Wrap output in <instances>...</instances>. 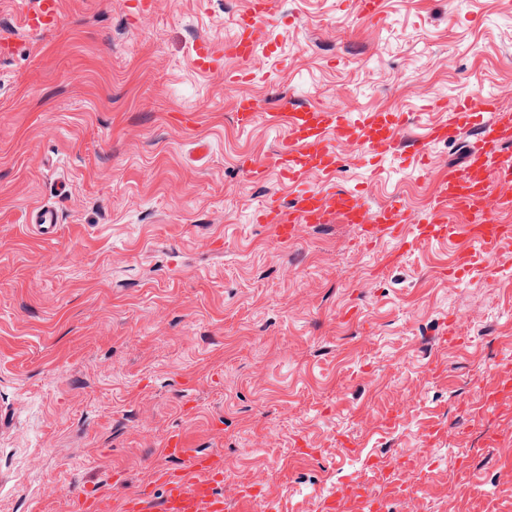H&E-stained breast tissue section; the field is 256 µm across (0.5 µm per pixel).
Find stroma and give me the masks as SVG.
Returning <instances> with one entry per match:
<instances>
[{
  "label": "stroma",
  "instance_id": "stroma-1",
  "mask_svg": "<svg viewBox=\"0 0 512 512\" xmlns=\"http://www.w3.org/2000/svg\"><path fill=\"white\" fill-rule=\"evenodd\" d=\"M244 2L59 0L34 31L41 0H0V512H113L174 432L222 456L226 512H317L342 483L401 512L396 481L416 512H512V395L486 399L512 385V256L457 280L463 241L282 244L251 216L290 189L246 166L287 131L234 119L241 95L389 108L421 137L435 102L512 96V0H384L375 23L271 0L263 52L202 68ZM475 141L431 146L427 176L347 146L336 186L415 224ZM29 222L33 228L39 231L41 237L51 239L58 232L59 214L53 205L42 204L31 210Z\"/></svg>",
  "mask_w": 512,
  "mask_h": 512
}]
</instances>
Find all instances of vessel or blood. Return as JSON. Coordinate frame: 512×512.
Masks as SVG:
<instances>
[{
  "mask_svg": "<svg viewBox=\"0 0 512 512\" xmlns=\"http://www.w3.org/2000/svg\"><path fill=\"white\" fill-rule=\"evenodd\" d=\"M343 10L367 20L383 15V0H340ZM270 10V0H247L234 21L233 37L220 48L202 43L195 53L199 64L220 65L224 57L240 62L251 61L262 39L263 23ZM450 116L435 120L426 127L422 142L399 158L401 165L425 168L429 145L453 140L456 134L473 132L478 146L467 151L461 166L449 168L437 182L436 206L440 217L431 218L408 228L402 206L391 205L369 211L362 194L337 189L335 178L344 163L339 144L363 147L370 163H378L391 151L398 133L406 125L405 113L392 109L350 112L341 108L310 106L285 108L260 115L254 100L247 96L235 101V121L240 128L252 127L259 117L269 123L284 124L288 137L279 151L251 163L249 179L262 181L276 176L293 192L289 205L268 201L258 207L254 220L272 225L279 241L295 240L301 229L313 224L342 221L363 225L368 239L405 241L416 233L424 243L433 241L470 242V250L459 256L454 274L463 277L483 274L489 259L512 248V232L506 225L486 224L488 213L512 210V184L501 181V174L512 171V109L503 107L498 98L458 95L449 106ZM454 209L482 218V225L455 224L444 219L443 212ZM29 222L41 237L56 236L59 214L50 204L33 208ZM164 456L179 460V468L155 466L150 480L141 487L124 492L113 500L114 512H224V499L215 490L223 473L219 456L186 447L180 434L168 436ZM161 486L163 498L154 502L152 489ZM352 512H377L378 500L361 486L339 485L335 493L324 497L321 512H338L341 503Z\"/></svg>",
  "mask_w": 512,
  "mask_h": 512,
  "instance_id": "b4317fda",
  "label": "vessel or blood"
}]
</instances>
